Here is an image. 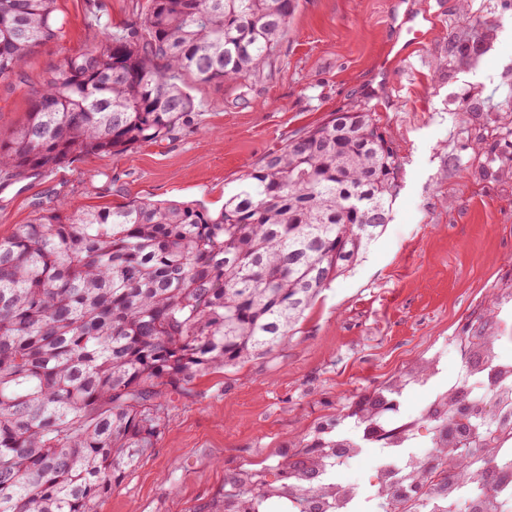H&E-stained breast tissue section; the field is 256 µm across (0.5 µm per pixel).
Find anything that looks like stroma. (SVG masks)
Returning <instances> with one entry per match:
<instances>
[{"label":"stroma","mask_w":512,"mask_h":512,"mask_svg":"<svg viewBox=\"0 0 512 512\" xmlns=\"http://www.w3.org/2000/svg\"><path fill=\"white\" fill-rule=\"evenodd\" d=\"M57 0L62 41L40 46L21 77L0 79V140L25 120L31 93L64 57L98 42L100 28L141 22L143 0ZM483 14L461 0H299L278 54L236 84H194L197 125L122 156H85L38 178L0 186V237L36 211L132 200L200 201L224 195L268 152L357 102L375 112L400 165L392 217L356 265L309 309L274 353L207 373L171 397L153 448L96 512H212L225 479L241 469L273 476L295 445L334 427L376 387L439 343L464 333L474 307L512 287V0ZM434 17L400 58L406 9ZM494 24L478 67L452 64L449 32ZM482 96L485 109L466 111Z\"/></svg>","instance_id":"1"}]
</instances>
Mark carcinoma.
Wrapping results in <instances>:
<instances>
[{
    "instance_id": "carcinoma-1",
    "label": "carcinoma",
    "mask_w": 512,
    "mask_h": 512,
    "mask_svg": "<svg viewBox=\"0 0 512 512\" xmlns=\"http://www.w3.org/2000/svg\"><path fill=\"white\" fill-rule=\"evenodd\" d=\"M299 0H145L140 25L71 53L0 142V177L126 154L193 127L187 81L238 83L280 49ZM55 0H0V77L64 37ZM493 28L453 36L475 63ZM400 165L365 104L267 153L211 211L134 200L36 213L0 238V512H95L165 427L168 397L261 358L389 223ZM306 444L303 512H322ZM216 512L270 495L243 469Z\"/></svg>"
}]
</instances>
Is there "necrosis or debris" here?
Wrapping results in <instances>:
<instances>
[{
	"instance_id": "4bbe7bcc",
	"label": "necrosis or debris",
	"mask_w": 512,
	"mask_h": 512,
	"mask_svg": "<svg viewBox=\"0 0 512 512\" xmlns=\"http://www.w3.org/2000/svg\"><path fill=\"white\" fill-rule=\"evenodd\" d=\"M500 327L481 343L450 337L429 361L416 360L385 387L382 406L352 413L336 426V449L315 456L325 512H512V482L491 475L512 472V289L495 291ZM424 395L421 409L401 413L407 392ZM464 394L476 412L459 421L448 400ZM375 454H368V444ZM368 461L367 483L341 473ZM419 475L424 492L413 496L409 478Z\"/></svg>"
}]
</instances>
